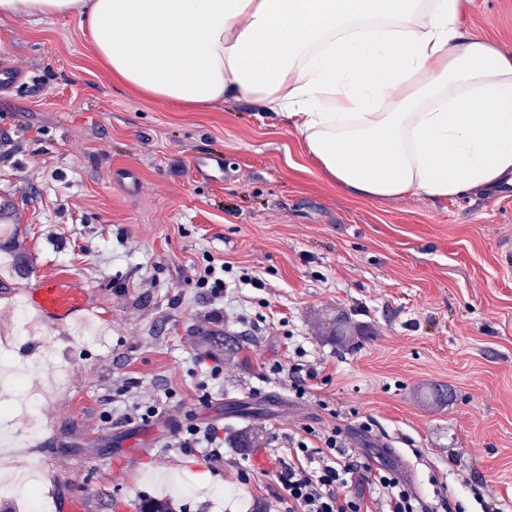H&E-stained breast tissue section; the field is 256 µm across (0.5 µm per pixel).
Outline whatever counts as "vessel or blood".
<instances>
[{
    "label": "vessel or blood",
    "mask_w": 512,
    "mask_h": 512,
    "mask_svg": "<svg viewBox=\"0 0 512 512\" xmlns=\"http://www.w3.org/2000/svg\"><path fill=\"white\" fill-rule=\"evenodd\" d=\"M25 296L38 320L47 325L80 318L92 308L89 289L68 277L34 276Z\"/></svg>",
    "instance_id": "obj_1"
}]
</instances>
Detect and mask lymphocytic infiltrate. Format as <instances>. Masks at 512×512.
<instances>
[{
    "label": "lymphocytic infiltrate",
    "mask_w": 512,
    "mask_h": 512,
    "mask_svg": "<svg viewBox=\"0 0 512 512\" xmlns=\"http://www.w3.org/2000/svg\"><path fill=\"white\" fill-rule=\"evenodd\" d=\"M342 436L336 425L318 433L317 447L301 438L289 448L275 493L288 512H430L397 473L352 459ZM172 440L180 448H203L210 466L224 463V448L213 427L179 425Z\"/></svg>",
    "instance_id": "1"
}]
</instances>
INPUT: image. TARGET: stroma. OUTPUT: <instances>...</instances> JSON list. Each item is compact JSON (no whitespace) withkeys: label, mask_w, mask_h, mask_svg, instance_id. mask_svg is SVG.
<instances>
[{"label":"stroma","mask_w":512,"mask_h":512,"mask_svg":"<svg viewBox=\"0 0 512 512\" xmlns=\"http://www.w3.org/2000/svg\"><path fill=\"white\" fill-rule=\"evenodd\" d=\"M467 27L512 50V0H471ZM2 59L23 77L0 93V331L38 273L77 278L94 307L0 350L14 401L39 397L0 411V439H18L0 472L48 476L0 512L40 497L49 512H286L279 458L301 427L336 424L355 457L412 470L423 499L512 512V193L355 197L250 102L192 109L115 81L71 17L1 19ZM209 153L223 182L193 171ZM211 261L230 267L226 296L188 278ZM244 269L265 288L237 285ZM337 317L360 331L348 345ZM281 364L315 368L305 395ZM160 389L165 420H127ZM190 420L232 450L207 483L199 452L168 445Z\"/></svg>","instance_id":"obj_1"}]
</instances>
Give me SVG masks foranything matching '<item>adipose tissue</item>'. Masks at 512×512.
<instances>
[{"mask_svg": "<svg viewBox=\"0 0 512 512\" xmlns=\"http://www.w3.org/2000/svg\"><path fill=\"white\" fill-rule=\"evenodd\" d=\"M470 0H0L72 16L120 83L168 104L244 99L364 199L512 184V51Z\"/></svg>", "mask_w": 512, "mask_h": 512, "instance_id": "obj_1", "label": "adipose tissue"}]
</instances>
